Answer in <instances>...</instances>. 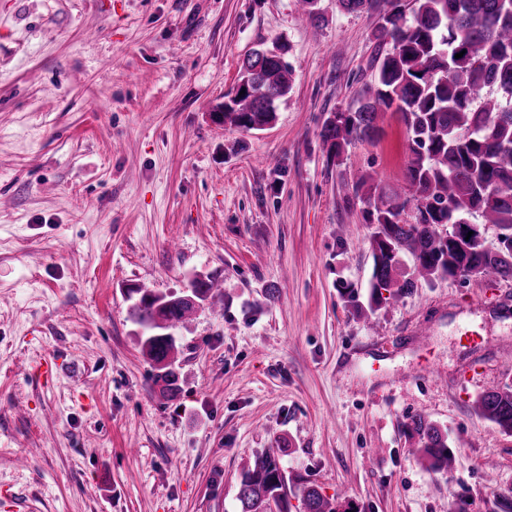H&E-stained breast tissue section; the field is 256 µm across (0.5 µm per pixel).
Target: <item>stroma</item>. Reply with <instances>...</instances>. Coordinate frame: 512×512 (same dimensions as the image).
Masks as SVG:
<instances>
[{
	"label": "stroma",
	"mask_w": 512,
	"mask_h": 512,
	"mask_svg": "<svg viewBox=\"0 0 512 512\" xmlns=\"http://www.w3.org/2000/svg\"><path fill=\"white\" fill-rule=\"evenodd\" d=\"M318 8L315 25L299 0H0V512H239L271 448L355 512H493L512 492V434L473 411L512 383V282H422L367 310L353 186L402 183L405 126L386 112L330 161L322 124L380 46L374 15ZM276 41L293 83L275 122L224 126L244 59ZM196 278L218 303L174 331L171 400L127 291ZM417 414L455 441L450 470L415 454Z\"/></svg>",
	"instance_id": "stroma-1"
}]
</instances>
